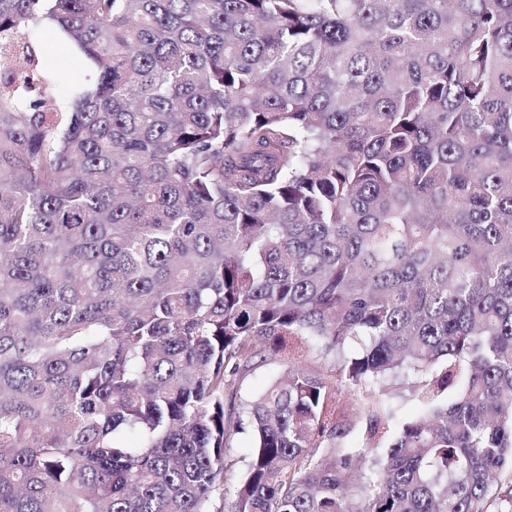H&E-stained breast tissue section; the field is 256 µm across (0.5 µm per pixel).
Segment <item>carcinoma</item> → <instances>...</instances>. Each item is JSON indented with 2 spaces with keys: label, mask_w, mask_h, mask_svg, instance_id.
Here are the masks:
<instances>
[{
  "label": "carcinoma",
  "mask_w": 512,
  "mask_h": 512,
  "mask_svg": "<svg viewBox=\"0 0 512 512\" xmlns=\"http://www.w3.org/2000/svg\"><path fill=\"white\" fill-rule=\"evenodd\" d=\"M247 431L231 512H512V0H0V512Z\"/></svg>",
  "instance_id": "carcinoma-1"
}]
</instances>
